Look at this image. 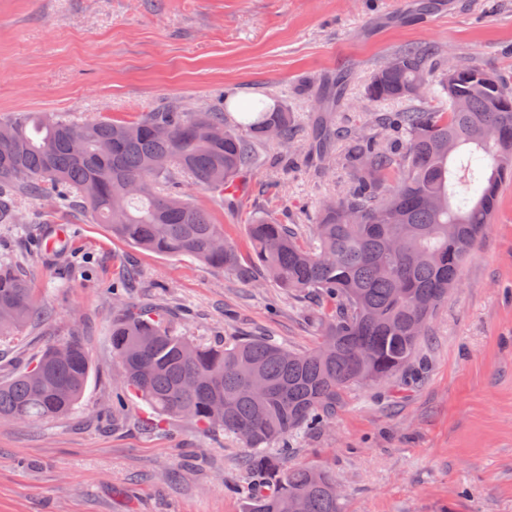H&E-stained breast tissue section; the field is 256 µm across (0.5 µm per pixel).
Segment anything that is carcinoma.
<instances>
[{
	"label": "carcinoma",
	"mask_w": 512,
	"mask_h": 512,
	"mask_svg": "<svg viewBox=\"0 0 512 512\" xmlns=\"http://www.w3.org/2000/svg\"><path fill=\"white\" fill-rule=\"evenodd\" d=\"M431 45L398 51L372 75L374 103L407 101L395 115L406 138L395 152L375 135L347 136L343 160L351 186L325 202L312 225V242L268 214L248 224L254 263L279 287L315 292L329 306L317 315L322 341L307 352L267 338L205 342L176 334L171 311L124 300L119 283L112 318V356L120 370L112 405L133 391L151 410V427L186 418L206 435L225 434L250 449L251 479L231 487L248 500L246 512H290L304 494L308 512H342L336 481L316 467L288 464L290 439L317 431L336 412L344 388L373 376L392 378L416 358L437 306L487 224L500 188L512 178V87L493 70L459 65L456 83L441 87L448 106L430 108L417 95L433 72ZM346 93L339 77L317 97L309 153L321 159L336 138L327 115ZM243 122L225 113H142L135 121H74L58 113L18 112L0 118V221L17 222V200L52 197L108 224L122 240L165 256H190L226 274L241 265L224 240V225L180 193L191 183L219 196L258 162L255 145L293 138L294 113L262 100L240 108ZM491 159L480 195L460 197L472 181L473 155ZM41 315L33 288L17 268L0 263V335L21 331ZM45 348L22 372L0 381V421L39 423L70 413L81 401L92 365L81 342ZM261 376L267 389L250 392Z\"/></svg>",
	"instance_id": "cac0c4a2"
}]
</instances>
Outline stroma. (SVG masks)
Masks as SVG:
<instances>
[{
  "label": "stroma",
  "instance_id": "stroma-1",
  "mask_svg": "<svg viewBox=\"0 0 512 512\" xmlns=\"http://www.w3.org/2000/svg\"><path fill=\"white\" fill-rule=\"evenodd\" d=\"M0 0V117L57 112L135 120L251 96L296 118L291 143H261L259 167L232 203L183 190L237 250L244 276L115 237L86 212L21 201L26 221L0 224V261L21 265L42 317L0 335V380L45 347L77 335L93 365L79 405L37 424L0 422V512H244L231 485L249 454L195 423L147 426L146 406L112 408V283L137 273L130 301L163 304L177 332L212 340L265 337L315 348L321 299L292 294L253 261L247 220L270 212L309 234L321 204L350 186L335 144L324 173L307 163L313 103L349 77L334 128L371 130L367 82L400 49L430 42L436 67L469 62L512 81V0ZM63 224L70 263L37 259L39 232ZM417 375L346 388L321 431L297 434L290 464L329 471L343 512H512V182L452 289L428 322Z\"/></svg>",
  "mask_w": 512,
  "mask_h": 512
}]
</instances>
